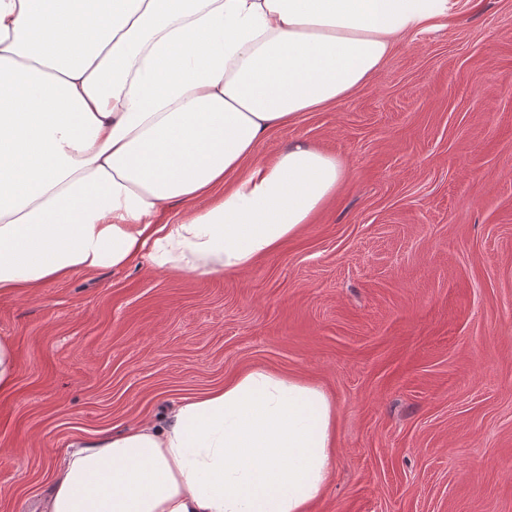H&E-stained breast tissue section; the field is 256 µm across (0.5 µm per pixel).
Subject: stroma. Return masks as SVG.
Wrapping results in <instances>:
<instances>
[{"label": "stroma", "mask_w": 512, "mask_h": 512, "mask_svg": "<svg viewBox=\"0 0 512 512\" xmlns=\"http://www.w3.org/2000/svg\"><path fill=\"white\" fill-rule=\"evenodd\" d=\"M347 165L250 270L139 261L0 295V512H41L71 442L263 366L323 388L309 512H512V0H458L348 98L270 133ZM15 357L8 340L0 339V390L9 388L15 376Z\"/></svg>", "instance_id": "35a3bbf8"}]
</instances>
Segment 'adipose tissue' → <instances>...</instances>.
<instances>
[{"label": "adipose tissue", "instance_id": "adipose-tissue-1", "mask_svg": "<svg viewBox=\"0 0 512 512\" xmlns=\"http://www.w3.org/2000/svg\"><path fill=\"white\" fill-rule=\"evenodd\" d=\"M455 4L0 0V294L142 258L251 269L346 178L303 142L256 162L269 132L370 83ZM335 447L326 393L252 367L73 442L46 512H308Z\"/></svg>", "mask_w": 512, "mask_h": 512}]
</instances>
